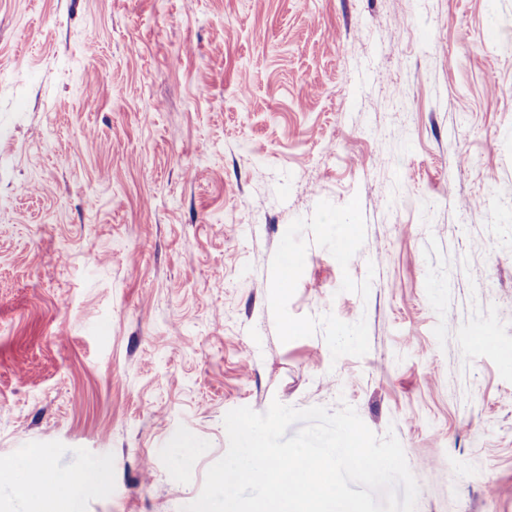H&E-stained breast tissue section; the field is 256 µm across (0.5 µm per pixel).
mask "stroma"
<instances>
[{
    "label": "stroma",
    "mask_w": 512,
    "mask_h": 512,
    "mask_svg": "<svg viewBox=\"0 0 512 512\" xmlns=\"http://www.w3.org/2000/svg\"><path fill=\"white\" fill-rule=\"evenodd\" d=\"M507 42L512 0H0V459L180 512L228 411L346 403L416 512H512ZM301 257L288 250V244H285L279 255V273L275 281L274 292L276 296L288 293V285L291 282L292 276L296 270L302 265Z\"/></svg>",
    "instance_id": "stroma-1"
}]
</instances>
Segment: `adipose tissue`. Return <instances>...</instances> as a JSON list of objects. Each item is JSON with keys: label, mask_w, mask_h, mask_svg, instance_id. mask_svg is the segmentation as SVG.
<instances>
[{"label": "adipose tissue", "mask_w": 512, "mask_h": 512, "mask_svg": "<svg viewBox=\"0 0 512 512\" xmlns=\"http://www.w3.org/2000/svg\"><path fill=\"white\" fill-rule=\"evenodd\" d=\"M31 460L39 462L40 477H33L30 467H18L8 460L0 461V481L20 482L23 495L35 512H79L83 490L90 485L102 487L110 475L103 470H86L61 475L49 465V455L33 450Z\"/></svg>", "instance_id": "ef3b65f1"}]
</instances>
